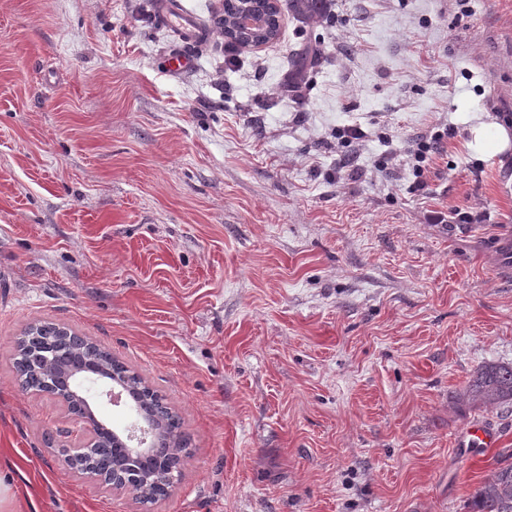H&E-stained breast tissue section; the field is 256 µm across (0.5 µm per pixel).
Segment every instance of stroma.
<instances>
[{
    "label": "stroma",
    "instance_id": "obj_1",
    "mask_svg": "<svg viewBox=\"0 0 512 512\" xmlns=\"http://www.w3.org/2000/svg\"><path fill=\"white\" fill-rule=\"evenodd\" d=\"M144 0H0V462L34 512H467L512 462V405L457 394L512 363V0H333L171 72ZM328 56L287 96L304 34ZM361 177H339L337 128ZM454 128L414 190L397 161ZM480 206L483 224L431 212ZM38 320L108 348L182 419L171 495L140 503L66 461L68 406L19 385ZM475 423L495 447H463ZM471 135L468 147L473 157L477 159H487L505 153L511 145L507 127L497 123L473 127Z\"/></svg>",
    "mask_w": 512,
    "mask_h": 512
}]
</instances>
